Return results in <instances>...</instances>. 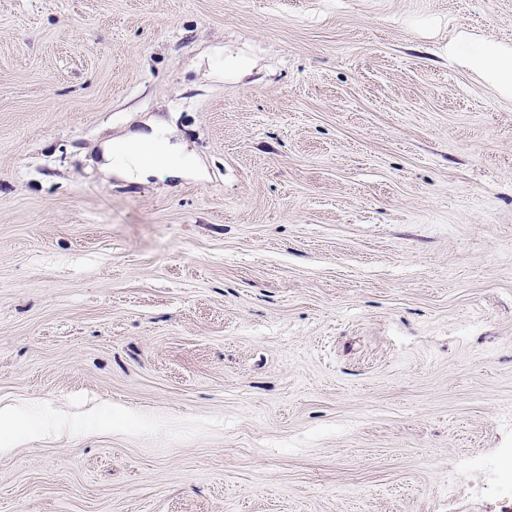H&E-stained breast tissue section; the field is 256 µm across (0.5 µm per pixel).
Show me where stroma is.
Wrapping results in <instances>:
<instances>
[{"instance_id": "35a3bbf8", "label": "stroma", "mask_w": 512, "mask_h": 512, "mask_svg": "<svg viewBox=\"0 0 512 512\" xmlns=\"http://www.w3.org/2000/svg\"><path fill=\"white\" fill-rule=\"evenodd\" d=\"M512 0H0V512H512ZM162 120L196 160L128 182ZM448 52L478 71L501 95L512 98V46L469 40L451 44ZM100 167L112 177L140 180L149 170L165 169L181 175L193 167L194 157L177 143H172L165 126L156 123L150 132H135L118 140H105L100 145Z\"/></svg>"}]
</instances>
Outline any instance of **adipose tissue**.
<instances>
[{
    "instance_id": "adipose-tissue-1",
    "label": "adipose tissue",
    "mask_w": 512,
    "mask_h": 512,
    "mask_svg": "<svg viewBox=\"0 0 512 512\" xmlns=\"http://www.w3.org/2000/svg\"><path fill=\"white\" fill-rule=\"evenodd\" d=\"M449 51L478 71L501 95L512 98V46L469 40L451 44ZM193 162V156L171 142L165 126L160 123L153 124L150 131L109 139L100 145L102 171L130 182L140 180L154 168L180 175L191 170Z\"/></svg>"
}]
</instances>
